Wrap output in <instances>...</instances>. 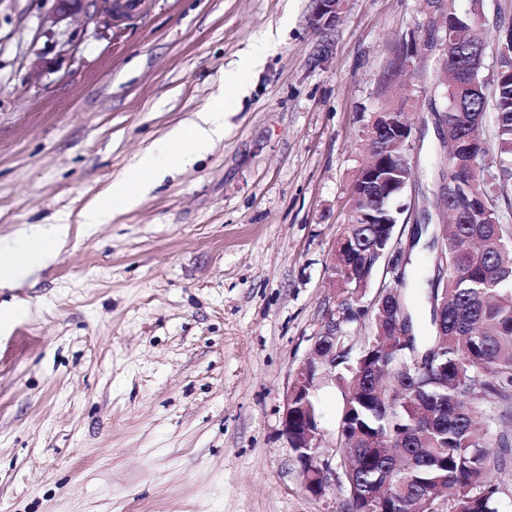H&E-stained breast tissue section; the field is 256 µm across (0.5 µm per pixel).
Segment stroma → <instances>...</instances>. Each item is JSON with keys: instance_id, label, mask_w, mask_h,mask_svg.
<instances>
[{"instance_id": "obj_1", "label": "stroma", "mask_w": 512, "mask_h": 512, "mask_svg": "<svg viewBox=\"0 0 512 512\" xmlns=\"http://www.w3.org/2000/svg\"><path fill=\"white\" fill-rule=\"evenodd\" d=\"M100 38L55 0H0V240L66 224L53 258L0 287L26 309L0 331V512H346L315 498L282 433L285 392L336 290L333 243L384 105L412 124L433 190L436 58L400 64L421 0H347L334 31L309 0H136ZM483 74L512 0H480ZM224 139L133 209L83 208L170 129L212 103L254 42ZM348 376L316 393L334 441Z\"/></svg>"}]
</instances>
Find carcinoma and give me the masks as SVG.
<instances>
[{"label": "carcinoma", "instance_id": "carcinoma-1", "mask_svg": "<svg viewBox=\"0 0 512 512\" xmlns=\"http://www.w3.org/2000/svg\"><path fill=\"white\" fill-rule=\"evenodd\" d=\"M448 42L452 56L438 77L434 109L448 116L450 135L465 140L453 159L440 149L428 165L433 176L453 178L463 208L448 237L442 289L448 294V333L441 335L432 310L429 333L418 334L412 307L420 283L431 278L414 271L398 290L411 321L408 346L399 345L373 310L372 346L348 362L351 391L342 416L353 447L338 440L341 456L351 459L341 482L347 512H437L442 498L448 512H497L499 486L487 476L512 466V434L492 429L497 415L487 409L498 404L506 414L512 400V229L500 223L496 206L499 193L512 185V38L508 29L500 30L495 73L483 78L486 43L477 4L462 10L451 0ZM489 108L496 113L492 146L482 137ZM395 113L384 109L367 133L370 155L386 164L394 183L400 178L393 160L399 149L383 148L378 131ZM396 199L398 192L391 191L362 210L365 217L348 216L349 245L336 244L337 288L348 303L356 290L368 288L365 256L382 241L384 225L368 223V216L399 219ZM440 353L446 363L434 378L422 380L410 369ZM379 356L387 364L382 379L396 393L390 406L374 395L371 363ZM404 367L408 379L400 377Z\"/></svg>", "mask_w": 512, "mask_h": 512}]
</instances>
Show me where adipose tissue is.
<instances>
[{
  "instance_id": "ef3b65f1",
  "label": "adipose tissue",
  "mask_w": 512,
  "mask_h": 512,
  "mask_svg": "<svg viewBox=\"0 0 512 512\" xmlns=\"http://www.w3.org/2000/svg\"><path fill=\"white\" fill-rule=\"evenodd\" d=\"M270 47L263 41L241 58L224 80L217 101L195 112L184 125L168 132L164 141L139 155L133 173H122L110 188L87 204L82 212L86 224H107L112 218L136 206L142 197L172 169L213 150L224 138L225 110L232 104L229 88L236 86L240 74L255 68ZM65 224H40L12 243L0 245V282L17 280L37 265L49 261L57 246L65 241Z\"/></svg>"
}]
</instances>
